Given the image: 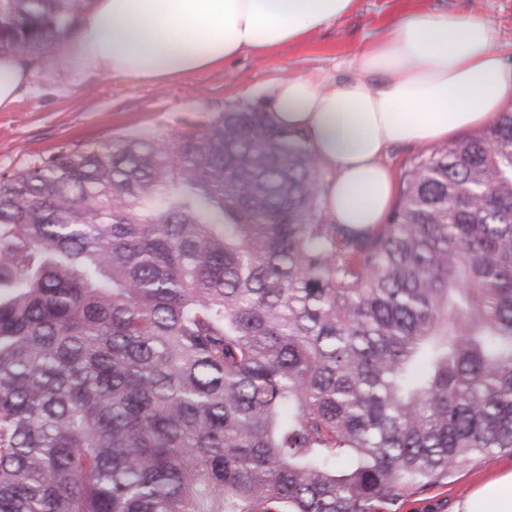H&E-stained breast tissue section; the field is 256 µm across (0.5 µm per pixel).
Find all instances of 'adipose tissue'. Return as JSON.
<instances>
[{"mask_svg":"<svg viewBox=\"0 0 512 512\" xmlns=\"http://www.w3.org/2000/svg\"><path fill=\"white\" fill-rule=\"evenodd\" d=\"M358 0H89L58 44L71 67L163 82L270 53L354 11ZM343 84L308 76L274 87L273 118L304 130L330 174L325 206L336 223L382 224L396 184L389 147H428L491 124L512 104V66L492 22L468 13L416 11L356 58ZM27 58L0 55V111L28 84ZM457 512H512V470L476 488Z\"/></svg>","mask_w":512,"mask_h":512,"instance_id":"ef3b65f1","label":"adipose tissue"}]
</instances>
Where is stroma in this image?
<instances>
[{
	"instance_id": "stroma-1",
	"label": "stroma",
	"mask_w": 512,
	"mask_h": 512,
	"mask_svg": "<svg viewBox=\"0 0 512 512\" xmlns=\"http://www.w3.org/2000/svg\"><path fill=\"white\" fill-rule=\"evenodd\" d=\"M456 11L491 20L512 65V0H359L350 15L275 53H247L223 67L166 82H141L60 62L33 59L32 80L0 111V177L59 150L81 149L132 134H169L245 105L270 106L276 80L310 76L345 83L359 51L409 13ZM512 467V452L461 465L447 479L407 497L400 512H453L477 486Z\"/></svg>"
}]
</instances>
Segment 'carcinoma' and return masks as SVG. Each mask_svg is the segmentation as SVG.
Wrapping results in <instances>:
<instances>
[{"mask_svg": "<svg viewBox=\"0 0 512 512\" xmlns=\"http://www.w3.org/2000/svg\"><path fill=\"white\" fill-rule=\"evenodd\" d=\"M85 0H0V54ZM266 112L0 177V512H399L512 449V111L333 222Z\"/></svg>", "mask_w": 512, "mask_h": 512, "instance_id": "1", "label": "carcinoma"}]
</instances>
